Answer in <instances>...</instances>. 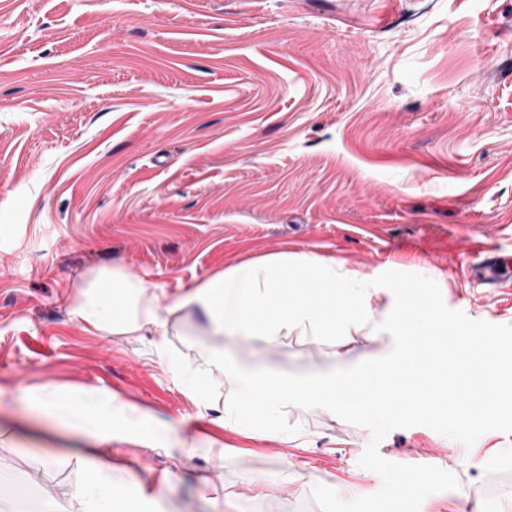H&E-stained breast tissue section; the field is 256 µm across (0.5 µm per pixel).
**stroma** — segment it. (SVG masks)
<instances>
[{"instance_id": "35a3bbf8", "label": "stroma", "mask_w": 512, "mask_h": 512, "mask_svg": "<svg viewBox=\"0 0 512 512\" xmlns=\"http://www.w3.org/2000/svg\"><path fill=\"white\" fill-rule=\"evenodd\" d=\"M487 232L512 256V0H0V472L27 512H79L75 455L111 460L115 495L136 476L145 512H373L405 477L413 512H512V408L221 419L234 369L306 379L389 337L75 313L114 270L171 297L308 255L512 359V295L468 274ZM48 386L112 401L111 441L44 415Z\"/></svg>"}]
</instances>
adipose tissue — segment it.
Listing matches in <instances>:
<instances>
[{
	"mask_svg": "<svg viewBox=\"0 0 512 512\" xmlns=\"http://www.w3.org/2000/svg\"><path fill=\"white\" fill-rule=\"evenodd\" d=\"M336 265L333 259L305 257L292 262L287 256L273 255L232 266L167 300L141 280L107 273L97 283L96 296L79 302L76 313L86 323L115 334L161 326L164 313L191 306L206 316L216 336L271 340L295 327L316 336H340L353 324L373 336L394 337V349L334 374L291 380L239 372L234 378V399L224 409L228 423L243 419L269 423L291 403L341 412L359 379L371 392L356 411L357 418L366 422L443 411L466 423L495 407H512V363L492 357L487 341H474L472 332L451 327L440 318L429 332H422L417 319L427 304L420 295H412L400 307L373 306L380 292L377 283L349 272L337 273ZM449 348L467 369L452 385L437 380L426 367L431 356ZM46 397L58 418L94 439L111 438V405L94 409L59 398L52 390ZM110 469L105 461L77 463L72 487L84 512H116Z\"/></svg>",
	"mask_w": 512,
	"mask_h": 512,
	"instance_id": "obj_1",
	"label": "adipose tissue"
}]
</instances>
